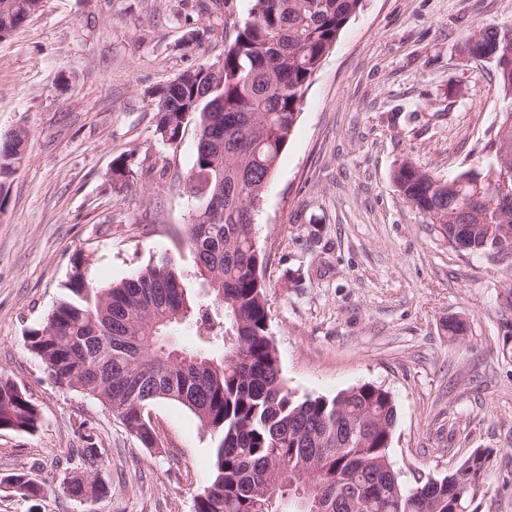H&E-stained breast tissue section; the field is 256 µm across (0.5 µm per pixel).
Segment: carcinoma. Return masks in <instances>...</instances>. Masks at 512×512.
Returning a JSON list of instances; mask_svg holds the SVG:
<instances>
[{"mask_svg": "<svg viewBox=\"0 0 512 512\" xmlns=\"http://www.w3.org/2000/svg\"><path fill=\"white\" fill-rule=\"evenodd\" d=\"M10 34L39 11L21 0ZM362 0H251L244 19L224 15V57L152 91L156 133L169 146L195 122V163L189 196L200 201L185 244L193 277L163 256L107 288L80 267L68 297L25 337L55 381L93 396L124 415L146 448L152 428L139 410L156 400L176 402L210 430V493L194 512H458L482 484L489 456L465 458L460 481L444 476L412 488L395 470L390 449L396 404L382 387L363 384L331 398L297 396L286 385L269 333V311L254 248L253 226L267 184L288 144L312 77ZM491 57L500 113L487 151L492 165L512 166V25L480 27L460 55ZM16 140L0 141V191L24 157ZM488 170L471 168L444 181L411 161L393 172L404 199L469 252L512 251V201L473 183ZM133 154L112 161V184L135 178ZM179 330L190 347L172 344ZM112 369V386L95 385V366ZM39 412L26 392L0 375V428L32 431ZM101 449L79 450L76 465L97 467ZM7 483L34 498L42 487L18 472Z\"/></svg>", "mask_w": 512, "mask_h": 512, "instance_id": "1", "label": "carcinoma"}]
</instances>
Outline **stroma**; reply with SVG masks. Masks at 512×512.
Listing matches in <instances>:
<instances>
[{"mask_svg":"<svg viewBox=\"0 0 512 512\" xmlns=\"http://www.w3.org/2000/svg\"><path fill=\"white\" fill-rule=\"evenodd\" d=\"M197 2L43 0L0 39V138L28 132L0 198V374L40 413L36 430L0 429V512H194L209 482L214 438L186 408L151 404L158 445L143 447L24 346L75 269L99 288L163 255L191 269L182 241L197 131L187 124L178 146L162 144L149 93L223 58L224 28ZM489 24H512V0H365L313 79L254 237L288 387H383L406 486L485 450L467 512H512V359L499 328L512 252L456 251L392 181L405 160L447 180L485 160L504 102L458 47ZM129 153L146 173L120 191L112 161ZM454 317L464 337L449 335ZM85 433L103 450L105 493L80 503L63 484ZM20 471L43 495L7 485Z\"/></svg>","mask_w":512,"mask_h":512,"instance_id":"1","label":"stroma"}]
</instances>
